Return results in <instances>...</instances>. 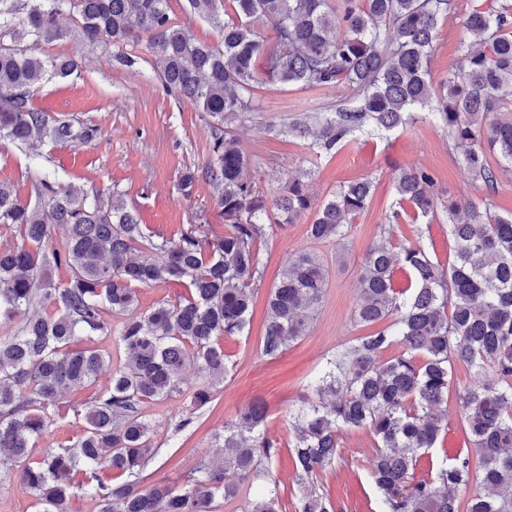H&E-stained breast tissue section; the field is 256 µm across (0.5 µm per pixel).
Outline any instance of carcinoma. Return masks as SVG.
I'll return each instance as SVG.
<instances>
[{"mask_svg": "<svg viewBox=\"0 0 512 512\" xmlns=\"http://www.w3.org/2000/svg\"><path fill=\"white\" fill-rule=\"evenodd\" d=\"M192 11L227 20L221 42L205 44L169 14L168 0H0V140L37 150L49 143H88L94 126L57 118L33 97L52 77H68L70 58L44 56L40 45L62 38L63 9L73 31L116 49L115 64H149L163 88L209 118L210 159L187 170L179 189L203 179L224 219V233L191 224L174 236L149 229L116 192L90 195L54 174L36 183L39 201L21 202L0 183V320L16 322L0 336V483L19 479L36 512H67L71 490L91 496L98 512H216L241 482L272 479L280 442L266 428L267 407L254 400L224 423V457L203 459L185 486L141 487L156 456L153 428L141 404L179 392L192 366L210 386L229 368L221 340L242 336L263 280L261 252L272 224L267 200L247 174L249 161L231 124L254 110L268 83L348 99L320 115L296 118L281 132L306 141L318 159L350 136L371 137L407 126L427 108L448 128L464 169L492 188L512 171V4L473 0L463 25L470 39L457 72L436 85L429 61L439 24L455 0H187ZM263 18L274 39L252 28ZM148 36L150 59L137 53ZM265 56V70L255 59ZM310 172L292 178L274 207L291 223L312 211L309 236L341 242L375 193L369 179L341 186L322 205L307 191ZM398 208L366 249L352 322L367 333L326 360L307 382L312 397L289 413L291 457L299 497L295 512H336L318 478L340 460L342 434L365 430L374 440L370 476L382 512H512V214L492 203L460 202L435 190L433 174L405 167L394 177ZM447 215L453 260L444 265L422 246L396 239L393 224ZM67 237L52 244L55 227ZM398 269L414 278L396 291ZM64 271L57 282L52 272ZM186 283L191 297L160 301L124 322L117 343L125 356L112 384L83 411L58 403L61 389L90 387L103 366L97 350L75 348L81 337L111 333L105 315L137 304V287ZM328 286V271L306 251L294 253L267 301L262 353L282 354L305 336ZM481 379L459 397L470 448L427 471L419 461L448 432L445 410L455 365ZM83 418L82 433L28 462L29 449L57 420ZM478 492L465 499L470 486ZM248 512H283L276 489L249 501Z\"/></svg>", "mask_w": 512, "mask_h": 512, "instance_id": "obj_1", "label": "carcinoma"}]
</instances>
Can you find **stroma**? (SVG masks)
<instances>
[{
  "mask_svg": "<svg viewBox=\"0 0 512 512\" xmlns=\"http://www.w3.org/2000/svg\"><path fill=\"white\" fill-rule=\"evenodd\" d=\"M470 3L456 0L454 12L440 26L430 64L435 81L445 80L466 52L463 20ZM41 50L50 56L77 59L79 69L69 77L46 81L35 94L34 105L97 126L101 134L84 145H46L38 157L0 140V182L10 183L21 201L32 203L36 200L37 174L49 169L57 173L60 182L90 193L117 190L125 203L139 212L143 224L167 235L201 223L223 233V220L213 205L207 182H197L189 197L178 189L186 169L204 168L208 161L206 114L164 91L151 68L132 74L114 67L112 46L73 37L44 44ZM347 96L346 90L336 87L307 91L269 84L260 89L256 110L234 123L239 147L251 162L249 172L267 201H274L301 169L311 172L309 191L315 203L362 178L374 181L375 195L339 245L309 238L307 229L313 220L309 213L275 228L262 251L265 273L254 300L250 330L244 336L225 338L229 373L223 383L213 386L210 403L200 409L194 406L192 394L203 381L190 368L183 374L179 393L143 405L142 413L154 428L158 450L144 473V486L162 481L182 485L201 458L222 457L225 422L250 399L261 398L269 407L267 427L281 442L273 466L278 492L285 504L295 505L298 490L288 448L293 440L288 411L300 405L305 380L312 370L338 346L363 333L351 319L360 263L379 225L386 223L394 208L395 175L405 167H423L433 173L440 195L476 203L488 198L496 213L512 212V174L500 175L492 190L472 179L458 163V152L447 129L436 121L419 118L384 138H352L334 155L316 161L311 160L303 141L281 134V127L301 111L340 103ZM394 234L420 244L440 261L450 256L451 237L445 218L420 225L404 222L397 225ZM301 250L315 252L325 265L326 297L307 335L270 358L260 348L267 298L289 256ZM82 345L101 350L108 359L92 389L61 393L60 401L67 406L82 405L91 392L107 389L120 363L114 334L83 340ZM182 417L190 418L191 423L179 431L175 425ZM340 452L342 459L335 471L322 477L338 512H378L368 478L374 453L369 435L357 430L344 434Z\"/></svg>",
  "mask_w": 512,
  "mask_h": 512,
  "instance_id": "obj_1",
  "label": "stroma"
}]
</instances>
